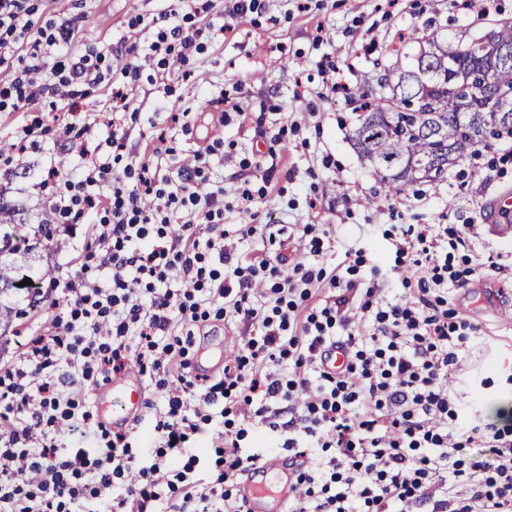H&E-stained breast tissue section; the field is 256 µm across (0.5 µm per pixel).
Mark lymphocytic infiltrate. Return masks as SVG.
<instances>
[{"label":"lymphocytic infiltrate","mask_w":512,"mask_h":512,"mask_svg":"<svg viewBox=\"0 0 512 512\" xmlns=\"http://www.w3.org/2000/svg\"><path fill=\"white\" fill-rule=\"evenodd\" d=\"M27 0H0V112H31L16 136L34 142L47 100L80 108L86 88L103 78L101 52H71L75 19L36 27ZM161 11L141 27L132 54L112 78V134L104 153L81 149L80 175L65 176L55 160L38 169L53 186L55 223L93 225L104 284L74 273L54 281L52 328L30 340L19 363L0 368V512H225L228 495L201 488L172 461L210 410L224 416L216 461L219 481L237 479L256 462L241 443L265 419L295 456L296 487L307 512H408L429 501L434 512H512V429L459 413L448 390V368L477 328L466 316L449 320L445 295L462 273L441 254L442 244L465 246L461 230L402 224L393 241L405 277L404 295L386 301L379 284L359 290L349 268L296 263L290 273L265 259L232 265L220 222L221 185L206 174L210 148L194 151L173 178H158V158L127 152L131 95L142 60L192 68L203 49L202 28L173 23ZM31 44L30 63L13 67ZM109 183L101 196L98 187ZM185 215L180 234L170 227ZM325 281L331 301L311 304ZM234 316L260 324L261 338L239 348L224 376L190 410L184 395L196 378L181 357L177 330L209 317ZM346 364L330 370L331 346ZM152 358L156 388L167 410L154 430V453H130L126 436L98 427L87 447L66 448L61 432L84 431L92 418L86 385L125 370L130 351ZM65 364L70 381L59 390L49 370ZM288 405L278 422L270 402Z\"/></svg>","instance_id":"obj_1"}]
</instances>
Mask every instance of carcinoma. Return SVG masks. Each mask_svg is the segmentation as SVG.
Returning a JSON list of instances; mask_svg holds the SVG:
<instances>
[{"mask_svg": "<svg viewBox=\"0 0 512 512\" xmlns=\"http://www.w3.org/2000/svg\"><path fill=\"white\" fill-rule=\"evenodd\" d=\"M406 39L418 48L404 54L405 64L381 75L380 93L358 94L351 134L373 176L396 192L418 182L436 185L473 144L499 139L505 124L496 119L495 98L512 96V62L497 66L481 49L445 59L423 52L430 44H452L441 32L421 37L415 29ZM467 41L476 47L493 41L512 52V24L478 29ZM26 229L14 224L6 230L0 224V327L11 321L14 308L6 298L22 290V278L52 274L51 268L34 265Z\"/></svg>", "mask_w": 512, "mask_h": 512, "instance_id": "cac0c4a2", "label": "carcinoma"}]
</instances>
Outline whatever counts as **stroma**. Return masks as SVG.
Returning <instances> with one entry per match:
<instances>
[{"mask_svg": "<svg viewBox=\"0 0 512 512\" xmlns=\"http://www.w3.org/2000/svg\"><path fill=\"white\" fill-rule=\"evenodd\" d=\"M37 25L48 20L75 17L79 31L71 50L82 54L94 47L105 52L120 40H134L137 20L151 19L175 9L183 27L211 23L223 26L227 0H31ZM447 24L452 36L464 35L476 15L461 13L450 0H259L254 13L207 44L189 77L177 66L163 69L149 64L147 78L134 92L136 119L130 125L132 152L148 154L165 135L170 155L159 167L161 176L173 177L194 150L214 145L212 115H227L224 142L214 145L207 166L212 179L223 182L228 209L223 223L230 234L224 245L231 253L250 249L269 260L286 257L316 268L333 269L344 258L348 245L358 244L366 260L354 279L365 285L376 270L395 265L391 238L397 224H447L466 228L473 254L499 256V264L467 272L462 251L453 264L462 269L459 284L448 290V305L478 325L476 340L459 353L450 367L448 387L465 405H479L488 412L492 403L512 404V320L501 317L512 309V223L496 215L494 201L512 194V152L501 142L482 148L479 158H469L449 171L438 186L415 185L401 193L387 191L353 148L349 133L353 107L326 88L323 70L334 65L337 79L351 89L372 91L377 79L392 66V39L397 32L424 30L428 19ZM169 85L170 100L191 107V128L182 132L168 112L157 107V88ZM109 85L91 88L72 117L81 124L85 115L97 118L94 140L105 143L109 124ZM266 113L264 127L255 123ZM55 156L62 171L73 172L81 159L59 126H51L39 139L38 149L13 150V161L0 168V203L22 209L27 223L39 221L54 201L52 188L33 185L32 173L45 156ZM249 187L254 201L241 211L240 187ZM420 200H413V193ZM312 224L323 237L319 255L303 251L304 225ZM257 229L248 243H241L238 229ZM91 233L76 237L59 235L38 251L54 276L80 269ZM26 292L11 299L16 310L10 328L0 335V364L19 362L29 340L42 335L53 317L52 308H32ZM258 326L241 321L209 320L204 335L195 337L184 351L193 366L223 369L224 350L260 336ZM146 405L139 422L128 432L133 453L152 451L154 410L165 402L153 384H145ZM215 425L190 438L187 456L176 466L190 465V475L204 487L216 484L214 465L217 444Z\"/></svg>", "mask_w": 512, "mask_h": 512, "instance_id": "35a3bbf8", "label": "stroma"}]
</instances>
